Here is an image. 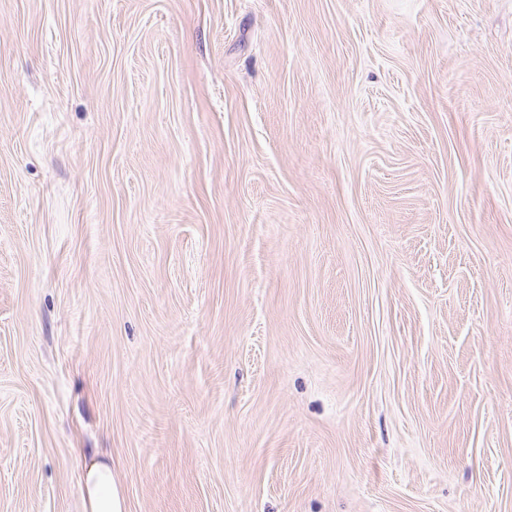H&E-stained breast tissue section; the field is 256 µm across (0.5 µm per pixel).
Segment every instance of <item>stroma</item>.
<instances>
[{"mask_svg":"<svg viewBox=\"0 0 512 512\" xmlns=\"http://www.w3.org/2000/svg\"><path fill=\"white\" fill-rule=\"evenodd\" d=\"M512 512V0H0V512ZM85 512H123L124 499L112 475V462L93 458L83 468Z\"/></svg>","mask_w":512,"mask_h":512,"instance_id":"obj_1","label":"stroma"}]
</instances>
